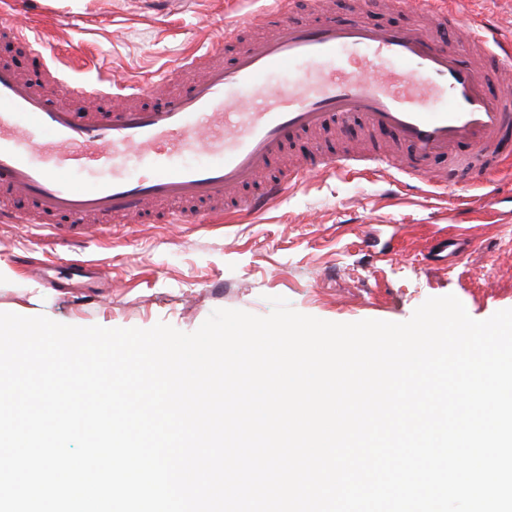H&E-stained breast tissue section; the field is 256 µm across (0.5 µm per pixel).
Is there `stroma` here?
<instances>
[{"instance_id": "obj_1", "label": "stroma", "mask_w": 512, "mask_h": 512, "mask_svg": "<svg viewBox=\"0 0 512 512\" xmlns=\"http://www.w3.org/2000/svg\"><path fill=\"white\" fill-rule=\"evenodd\" d=\"M262 0H36L51 54L0 39V64L46 82L54 59L84 57L102 73L157 78L183 54L223 37L226 18ZM495 190L442 194L406 175L324 174L233 223L113 224L70 252L38 226L0 224V312L73 326L191 333L213 310L257 316L281 296L331 322H404L428 298L455 295L476 320L512 308V177ZM488 205L469 210L470 196Z\"/></svg>"}]
</instances>
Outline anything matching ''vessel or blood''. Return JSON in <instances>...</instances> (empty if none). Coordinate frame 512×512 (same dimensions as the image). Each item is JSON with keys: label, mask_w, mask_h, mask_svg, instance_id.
<instances>
[{"label": "vessel or blood", "mask_w": 512, "mask_h": 512, "mask_svg": "<svg viewBox=\"0 0 512 512\" xmlns=\"http://www.w3.org/2000/svg\"><path fill=\"white\" fill-rule=\"evenodd\" d=\"M300 15L299 0H269L266 29L255 32L248 16L224 25L223 39L183 56L157 82H124V104L82 109L51 103L48 95L14 70L0 68V190L27 202V209L0 207L1 224H38L51 237L79 247L99 237L107 224L142 222L165 206L166 223L204 224L242 213H257L283 196L289 184L311 173H348L357 157L316 147L304 164L283 178L261 181L289 144L339 121L360 118L371 135L386 134L387 148L372 155L375 168H389L391 149L408 151L401 170L425 186L445 190L448 178L433 163L456 160L470 179L512 166L504 143L512 136V98L487 94L482 74L463 53L476 45L493 55L502 76L512 75V40L497 28L473 27L462 13L439 0H395L411 14L402 26L375 25L365 0L349 17L310 0ZM28 0H15V18H0V33L41 52L18 21ZM455 48H448V41ZM240 48L225 61V44ZM330 60L339 73L324 72ZM274 72L291 74L284 89L264 83ZM194 74L189 88L168 93L171 80ZM252 98L239 111L234 93ZM445 96L447 106L430 103ZM158 99L157 107L138 100ZM206 146L210 163H182L183 155ZM138 159L136 177L123 174ZM94 164L112 171L109 179L85 188L70 176Z\"/></svg>", "instance_id": "1"}]
</instances>
